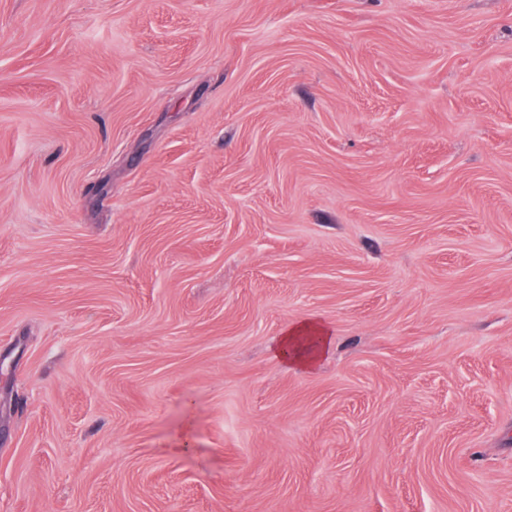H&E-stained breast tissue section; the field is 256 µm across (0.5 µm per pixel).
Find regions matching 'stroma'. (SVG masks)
<instances>
[{
  "mask_svg": "<svg viewBox=\"0 0 512 512\" xmlns=\"http://www.w3.org/2000/svg\"><path fill=\"white\" fill-rule=\"evenodd\" d=\"M0 512H512V0H0ZM331 345L325 328L315 320L288 328L278 345L276 355L285 362L312 369Z\"/></svg>",
  "mask_w": 512,
  "mask_h": 512,
  "instance_id": "stroma-1",
  "label": "stroma"
}]
</instances>
